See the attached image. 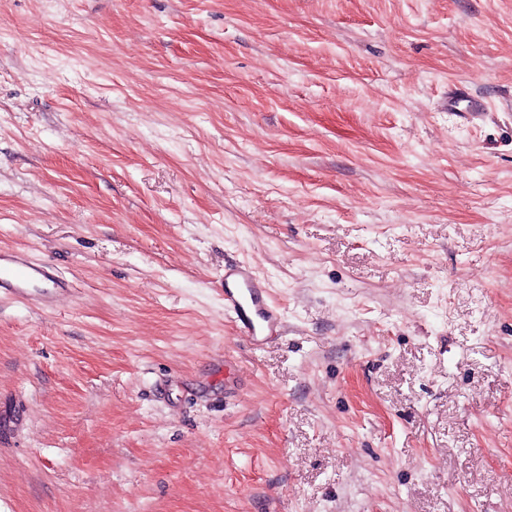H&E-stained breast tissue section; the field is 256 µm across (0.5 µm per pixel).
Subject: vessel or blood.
Instances as JSON below:
<instances>
[{"instance_id": "b4317fda", "label": "vessel or blood", "mask_w": 512, "mask_h": 512, "mask_svg": "<svg viewBox=\"0 0 512 512\" xmlns=\"http://www.w3.org/2000/svg\"><path fill=\"white\" fill-rule=\"evenodd\" d=\"M70 289V282L58 276L50 262L0 251V291L48 308ZM224 309L253 348H262L283 332V311L272 302L265 280L248 264L225 267Z\"/></svg>"}]
</instances>
